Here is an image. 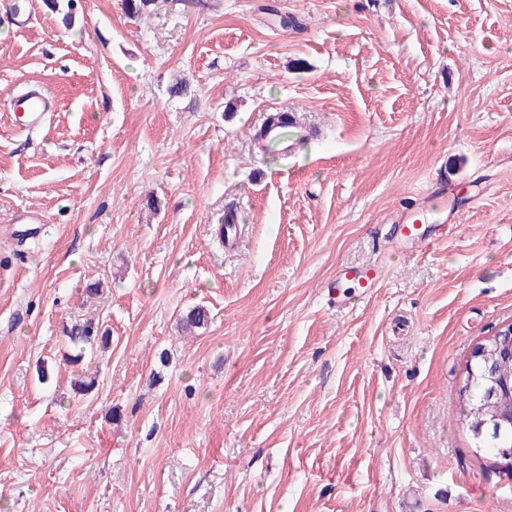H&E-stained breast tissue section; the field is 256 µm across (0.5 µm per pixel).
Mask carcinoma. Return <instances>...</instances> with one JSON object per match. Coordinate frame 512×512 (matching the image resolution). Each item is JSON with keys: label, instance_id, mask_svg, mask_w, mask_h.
Returning <instances> with one entry per match:
<instances>
[{"label": "carcinoma", "instance_id": "obj_1", "mask_svg": "<svg viewBox=\"0 0 512 512\" xmlns=\"http://www.w3.org/2000/svg\"><path fill=\"white\" fill-rule=\"evenodd\" d=\"M209 322V311L198 305L180 319L182 330L192 332L205 327ZM65 337L77 348L73 362L81 361L86 350L106 348L110 336L91 319L76 321L65 328ZM489 362L480 358L465 367V378L459 390V421L470 434L472 453L495 452L512 444V426L498 425L492 419L512 407V357L498 351L494 342L487 339Z\"/></svg>", "mask_w": 512, "mask_h": 512}]
</instances>
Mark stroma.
I'll return each instance as SVG.
<instances>
[{"label": "stroma", "instance_id": "1", "mask_svg": "<svg viewBox=\"0 0 512 512\" xmlns=\"http://www.w3.org/2000/svg\"><path fill=\"white\" fill-rule=\"evenodd\" d=\"M74 14L0 0V512H512L457 396L512 323V0ZM279 109L311 133L287 157L253 141ZM445 184L458 228L394 243ZM374 262L369 296L337 283ZM77 319L111 342L73 366ZM52 108V101L42 93L22 94L14 104L15 115L22 112L25 127L32 130L42 124L46 113L51 112Z\"/></svg>", "mask_w": 512, "mask_h": 512}]
</instances>
